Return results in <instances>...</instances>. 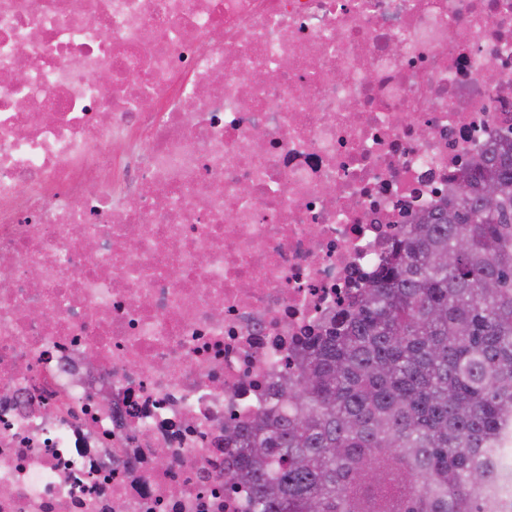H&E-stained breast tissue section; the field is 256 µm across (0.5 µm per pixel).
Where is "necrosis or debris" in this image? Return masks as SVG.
<instances>
[{
  "mask_svg": "<svg viewBox=\"0 0 512 512\" xmlns=\"http://www.w3.org/2000/svg\"><path fill=\"white\" fill-rule=\"evenodd\" d=\"M509 129L512 0H0V512H247L225 423Z\"/></svg>",
  "mask_w": 512,
  "mask_h": 512,
  "instance_id": "obj_1",
  "label": "necrosis or debris"
}]
</instances>
